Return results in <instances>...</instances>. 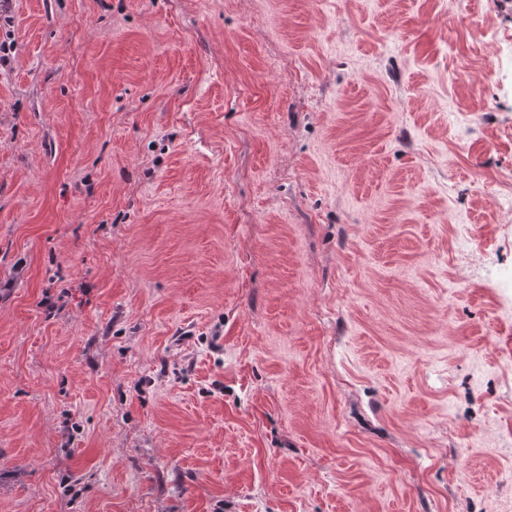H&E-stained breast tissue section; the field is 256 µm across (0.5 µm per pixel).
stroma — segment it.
<instances>
[{
	"label": "stroma",
	"mask_w": 512,
	"mask_h": 512,
	"mask_svg": "<svg viewBox=\"0 0 512 512\" xmlns=\"http://www.w3.org/2000/svg\"><path fill=\"white\" fill-rule=\"evenodd\" d=\"M0 512H512V0H12Z\"/></svg>",
	"instance_id": "35a3bbf8"
}]
</instances>
